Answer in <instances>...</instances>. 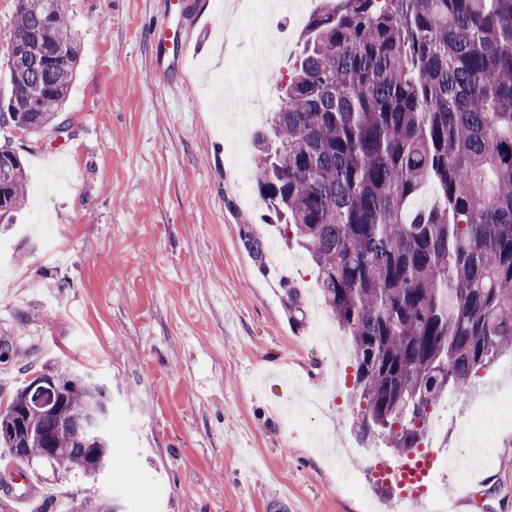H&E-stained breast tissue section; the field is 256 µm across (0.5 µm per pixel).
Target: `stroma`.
Listing matches in <instances>:
<instances>
[{
	"instance_id": "1",
	"label": "stroma",
	"mask_w": 512,
	"mask_h": 512,
	"mask_svg": "<svg viewBox=\"0 0 512 512\" xmlns=\"http://www.w3.org/2000/svg\"><path fill=\"white\" fill-rule=\"evenodd\" d=\"M206 70L178 86L152 69L151 30L164 0H67L80 56L58 115L61 131L19 134L26 196L0 235V401L21 369L51 363L112 393V469L103 491L118 512H418L370 464L395 454L355 428L349 336L325 306L319 270L257 196L263 122L244 135L250 166L227 175L214 91H239L225 57L251 60L273 112L307 21L250 28L223 0ZM261 252L249 256V240ZM512 391V353L441 406L436 451L469 455L490 439L483 469L433 483L460 512H512V421L474 423L491 390ZM0 449V512H33L63 496L55 481L22 486ZM355 489L341 487L339 467Z\"/></svg>"
}]
</instances>
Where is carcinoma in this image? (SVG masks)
I'll use <instances>...</instances> for the list:
<instances>
[{
  "label": "carcinoma",
  "mask_w": 512,
  "mask_h": 512,
  "mask_svg": "<svg viewBox=\"0 0 512 512\" xmlns=\"http://www.w3.org/2000/svg\"><path fill=\"white\" fill-rule=\"evenodd\" d=\"M66 0H17L8 111L39 132L66 100L80 47ZM272 113L261 192L319 269L324 303L354 345L358 429L398 452L429 408L512 351V0H323ZM0 223L25 201L21 159L0 149ZM432 183L437 203H407ZM42 405L22 384L0 407V447L79 477L66 512H115L106 389L44 365Z\"/></svg>",
  "instance_id": "1"
}]
</instances>
